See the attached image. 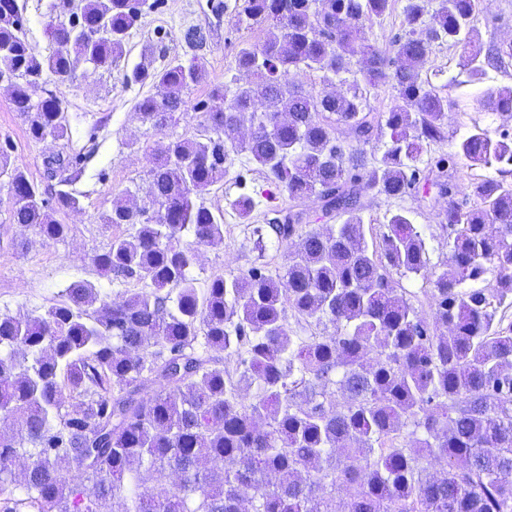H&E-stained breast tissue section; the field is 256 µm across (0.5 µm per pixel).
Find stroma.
<instances>
[{"label": "stroma", "instance_id": "1", "mask_svg": "<svg viewBox=\"0 0 512 512\" xmlns=\"http://www.w3.org/2000/svg\"><path fill=\"white\" fill-rule=\"evenodd\" d=\"M160 0L142 16L126 42L124 57L112 68L96 69L79 64L70 77L50 81L33 89V99L54 95L68 127L63 139L51 137L33 141L27 134V122L14 112L5 86L0 85V144L8 145L12 165L25 170L46 192L56 189L47 179L43 160L62 153L76 157L69 192L78 198L77 209L61 211L57 220L70 226L69 235L46 243L32 229L14 224L6 177L0 176V312L13 316L27 315L58 299L69 284L88 280L101 291L118 295L124 284L101 276L92 259L101 252L112 236L102 222L116 198L123 197L143 205L148 201L149 170L153 165L151 147L159 136L193 137L199 117L195 106L208 99L214 88L230 79L246 82L236 67V54L242 43H257L267 34L266 25L241 26L237 14L243 0ZM62 8V0H24L25 30L35 53L45 57L56 44L50 25ZM512 42V0H481L474 23L472 43L481 51ZM463 46H433L422 74L448 100V120L444 140L427 144L422 154L423 167H433L451 152L473 126L496 132H511L512 119L501 112L488 110L482 103L478 87H459L455 81L464 63ZM198 65L203 81L185 94L186 105L176 112L164 132L140 118L138 100L152 95L150 82L130 83L127 75L139 65L158 70L172 61ZM245 154L235 155L224 167V183L204 194V204L224 212V245L199 250L194 275L206 279L219 274L231 277L254 265L283 271L287 257L284 250L267 247L259 252L248 248L247 239L254 225L267 221L270 209L282 204L284 197L269 186L259 168L245 169ZM252 196L256 207L250 220H243L235 207L240 195ZM365 224L379 226L389 212L404 209L412 223L425 225L426 245L432 263L444 265L448 250L447 234L440 227L448 206L447 197L437 192L416 193L392 200L368 192L361 198ZM26 241L16 250L12 241Z\"/></svg>", "mask_w": 512, "mask_h": 512}]
</instances>
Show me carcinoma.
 <instances>
[{"mask_svg":"<svg viewBox=\"0 0 512 512\" xmlns=\"http://www.w3.org/2000/svg\"><path fill=\"white\" fill-rule=\"evenodd\" d=\"M426 2L407 0L408 30L390 56L366 24L393 0H244L239 23L277 22L237 52L251 80L214 89L194 137L153 146L149 206L119 199L104 218L126 231L94 256L97 271L139 287L113 299L81 280L24 319L0 314V415L16 427L0 433V512H113L117 500L122 512H243L246 500L251 512H512V134L476 125L436 162L499 174L469 186L473 205L448 200L444 269L405 214L370 239L361 216L368 191L452 195L418 166L448 118L420 68L435 44H471L479 0H443L431 16ZM146 6L155 3L84 0L51 28L58 49L42 57L20 0H0V79L32 139L67 135L54 96L35 102L32 89L80 62L111 67ZM103 23L109 34L88 38ZM506 57L512 43L471 49L458 84H481ZM354 61L365 84L395 91L388 111L370 116L356 80L315 95L290 86L294 72L336 76ZM202 78L175 62L133 71L160 92L137 103L140 116L163 130ZM481 95L512 111L511 88ZM262 100L275 109L257 112ZM342 127L359 144L383 142L371 169ZM238 150L292 202L254 228L255 248L266 232L296 249L281 274L251 267L202 285L191 274L197 249L224 245V214L195 198L224 181ZM74 164L59 153L44 162L61 184ZM4 173L13 222L46 242L64 238L70 226L52 212L77 198L60 190L50 203L3 148ZM312 196L334 221L326 232L297 208ZM395 273L431 282L430 316Z\"/></svg>","mask_w":512,"mask_h":512,"instance_id":"obj_1","label":"carcinoma"}]
</instances>
